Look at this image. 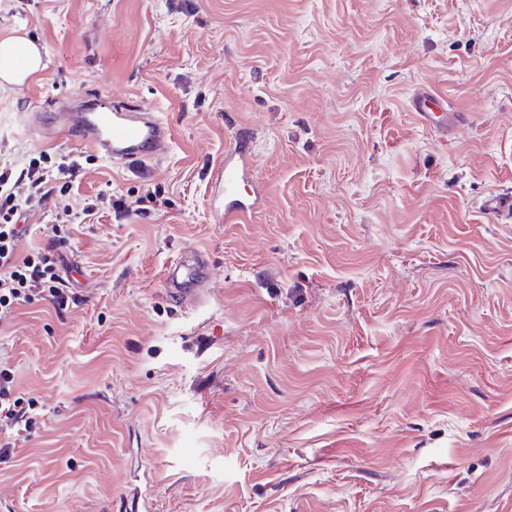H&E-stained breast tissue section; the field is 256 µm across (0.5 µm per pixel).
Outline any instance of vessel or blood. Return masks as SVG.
<instances>
[{"label": "vessel or blood", "instance_id": "vessel-or-blood-1", "mask_svg": "<svg viewBox=\"0 0 512 512\" xmlns=\"http://www.w3.org/2000/svg\"><path fill=\"white\" fill-rule=\"evenodd\" d=\"M433 96L425 90L413 98V109L420 122L431 130L454 128L459 116L432 109ZM32 120L44 138L73 140L81 149L115 163H146L167 153L172 130L157 113L125 105L93 104L64 112L34 111ZM251 155L242 143L230 148L223 162L212 172V182L224 197V221L236 224L256 206L255 199L242 195L240 185ZM212 277L208 259L194 255L192 263H170L165 269L167 296L180 305L196 303Z\"/></svg>", "mask_w": 512, "mask_h": 512}]
</instances>
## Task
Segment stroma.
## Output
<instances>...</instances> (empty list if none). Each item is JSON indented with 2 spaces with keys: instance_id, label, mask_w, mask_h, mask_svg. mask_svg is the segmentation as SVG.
<instances>
[{
  "instance_id": "obj_1",
  "label": "stroma",
  "mask_w": 512,
  "mask_h": 512,
  "mask_svg": "<svg viewBox=\"0 0 512 512\" xmlns=\"http://www.w3.org/2000/svg\"><path fill=\"white\" fill-rule=\"evenodd\" d=\"M45 68L0 86V164L27 112L155 110L166 155L94 156L58 246L74 300L18 305L0 367L33 403L0 512H512V0H0ZM433 90L461 123L426 129ZM260 193L209 184L235 137ZM151 203H144L146 193ZM201 253L211 292L165 293ZM430 104H435V99L427 90L419 91L413 98L415 115L434 132L450 130L459 122L456 112H434ZM252 158L242 142H236L225 156L224 162L212 172V182L224 197V223L238 224L256 206V200L242 195L241 182L244 181V169ZM482 208L485 213L495 219L502 220L507 214L509 219L512 216V198H503L498 193H491L482 202Z\"/></svg>"
}]
</instances>
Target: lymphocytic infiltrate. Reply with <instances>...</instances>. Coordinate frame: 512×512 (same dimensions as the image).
I'll return each mask as SVG.
<instances>
[{
	"label": "lymphocytic infiltrate",
	"mask_w": 512,
	"mask_h": 512,
	"mask_svg": "<svg viewBox=\"0 0 512 512\" xmlns=\"http://www.w3.org/2000/svg\"><path fill=\"white\" fill-rule=\"evenodd\" d=\"M82 168L80 156L54 159L44 151L20 167L0 165V320L9 318L22 303L67 302L61 287L63 257L50 243L21 253L20 244L29 230L21 217L51 199L54 231H67L77 215L67 200L68 189ZM13 382L12 373L1 369L0 429L22 433L30 429L32 418L23 397L15 395Z\"/></svg>",
	"instance_id": "1"
}]
</instances>
